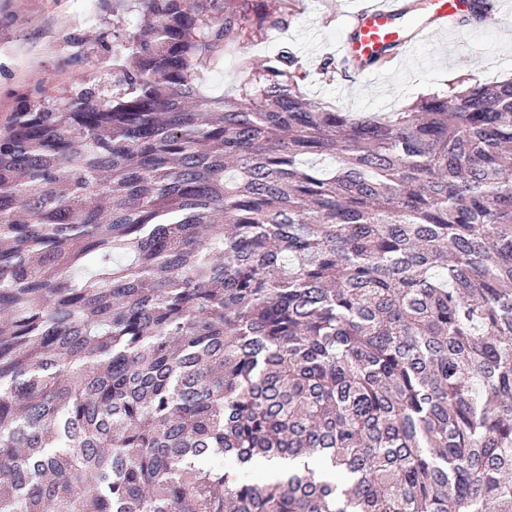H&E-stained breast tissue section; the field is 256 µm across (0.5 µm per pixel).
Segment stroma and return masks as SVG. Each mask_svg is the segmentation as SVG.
<instances>
[{"instance_id":"stroma-1","label":"stroma","mask_w":512,"mask_h":512,"mask_svg":"<svg viewBox=\"0 0 512 512\" xmlns=\"http://www.w3.org/2000/svg\"><path fill=\"white\" fill-rule=\"evenodd\" d=\"M88 18L81 0H0V120L23 99L61 95L75 74L100 77L117 48L112 36L113 0H95ZM353 0H299L300 14L288 32L252 48L262 60L287 47L309 73L305 89L315 100L353 116L385 114L430 93L451 90L467 63L485 81L512 78V0H499L490 19L439 33L411 54L378 67L375 75L344 80L320 73L347 31Z\"/></svg>"}]
</instances>
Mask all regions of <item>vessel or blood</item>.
Here are the masks:
<instances>
[{"instance_id":"obj_1","label":"vessel or blood","mask_w":512,"mask_h":512,"mask_svg":"<svg viewBox=\"0 0 512 512\" xmlns=\"http://www.w3.org/2000/svg\"><path fill=\"white\" fill-rule=\"evenodd\" d=\"M472 0H434L428 22H406L407 0H365L349 17L348 33L337 46L340 60L363 62L388 51H399L427 32L429 27L469 12Z\"/></svg>"}]
</instances>
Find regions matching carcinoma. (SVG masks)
<instances>
[{
    "label": "carcinoma",
    "instance_id": "1",
    "mask_svg": "<svg viewBox=\"0 0 512 512\" xmlns=\"http://www.w3.org/2000/svg\"><path fill=\"white\" fill-rule=\"evenodd\" d=\"M118 2L0 128V512H512V79L351 118L246 57L297 0ZM242 77L240 58L237 54L232 53L225 56L215 67L203 71L201 81L208 94L221 96L231 94Z\"/></svg>",
    "mask_w": 512,
    "mask_h": 512
}]
</instances>
